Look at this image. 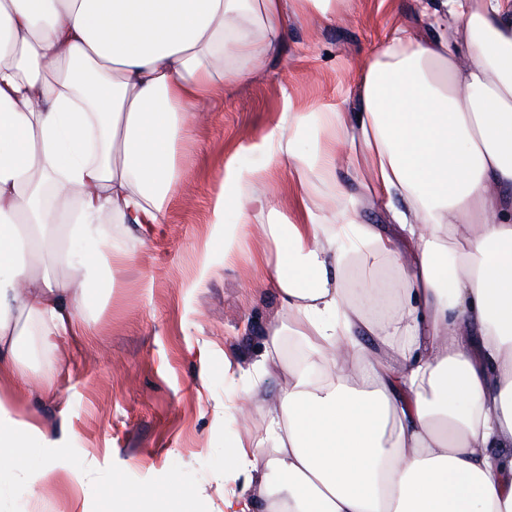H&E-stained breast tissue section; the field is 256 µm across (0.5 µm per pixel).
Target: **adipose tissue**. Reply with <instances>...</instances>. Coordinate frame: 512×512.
I'll return each mask as SVG.
<instances>
[{"label":"adipose tissue","instance_id":"ef3b65f1","mask_svg":"<svg viewBox=\"0 0 512 512\" xmlns=\"http://www.w3.org/2000/svg\"><path fill=\"white\" fill-rule=\"evenodd\" d=\"M420 4L426 35L392 30L350 108L282 112L250 146L261 170L224 171L228 252L275 212L255 185L287 162L336 191L331 210L304 191L261 227L288 318L265 328L246 399L272 446L232 442L224 480L243 488L224 512H512V0ZM313 11L335 21L336 0H0V380L32 346L88 334L92 292L126 257L113 225L164 223L192 113ZM345 156L388 226L362 222ZM90 233L98 254L59 278L58 236ZM360 261L399 277L355 294ZM287 334L314 345L323 382L283 364ZM20 397L0 392V461L42 435Z\"/></svg>","mask_w":512,"mask_h":512}]
</instances>
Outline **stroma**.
I'll list each match as a JSON object with an SVG mask.
<instances>
[{
    "label": "stroma",
    "mask_w": 512,
    "mask_h": 512,
    "mask_svg": "<svg viewBox=\"0 0 512 512\" xmlns=\"http://www.w3.org/2000/svg\"><path fill=\"white\" fill-rule=\"evenodd\" d=\"M419 0H350L329 22L313 13L289 22L284 57L224 86V100L198 113L177 146L182 177L161 224L117 225L115 240L131 253L113 268L112 289L90 313L92 331L77 348L55 356L33 351L21 402L51 440L53 480L26 483L33 458L20 453L0 469V512H224L225 446L237 435L260 438L266 417L252 405L246 418L224 402L241 395L263 329L285 312L266 270L263 244L246 237L224 252V224L211 221L226 166L255 168L244 152L278 121L285 105L314 112L352 104L360 59L392 29L422 32ZM238 370H224L225 359ZM126 490L112 496L113 486Z\"/></svg>",
    "instance_id": "stroma-1"
}]
</instances>
